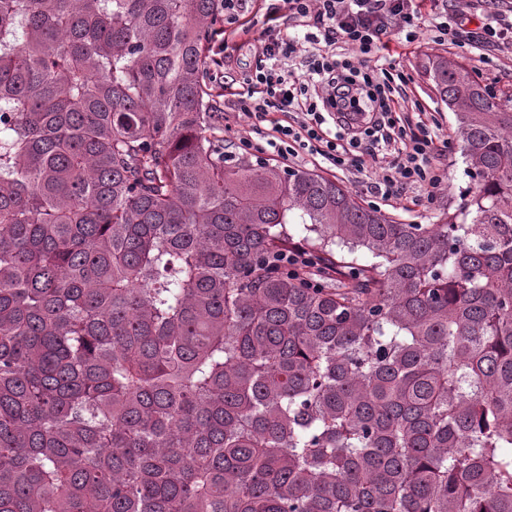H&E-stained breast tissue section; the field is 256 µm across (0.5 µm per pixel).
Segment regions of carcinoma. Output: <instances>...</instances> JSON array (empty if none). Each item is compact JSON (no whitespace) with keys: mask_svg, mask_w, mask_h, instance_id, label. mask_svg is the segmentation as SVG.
<instances>
[{"mask_svg":"<svg viewBox=\"0 0 512 512\" xmlns=\"http://www.w3.org/2000/svg\"><path fill=\"white\" fill-rule=\"evenodd\" d=\"M222 29L0 0V512H512V105L428 58L469 186L403 224L226 160Z\"/></svg>","mask_w":512,"mask_h":512,"instance_id":"obj_1","label":"carcinoma"}]
</instances>
